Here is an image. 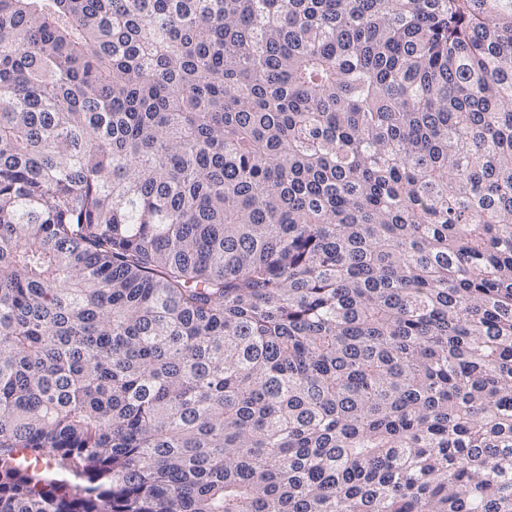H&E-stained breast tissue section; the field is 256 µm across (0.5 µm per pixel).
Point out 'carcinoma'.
<instances>
[{"label": "carcinoma", "mask_w": 512, "mask_h": 512, "mask_svg": "<svg viewBox=\"0 0 512 512\" xmlns=\"http://www.w3.org/2000/svg\"><path fill=\"white\" fill-rule=\"evenodd\" d=\"M0 512H512V0H0Z\"/></svg>", "instance_id": "1"}]
</instances>
